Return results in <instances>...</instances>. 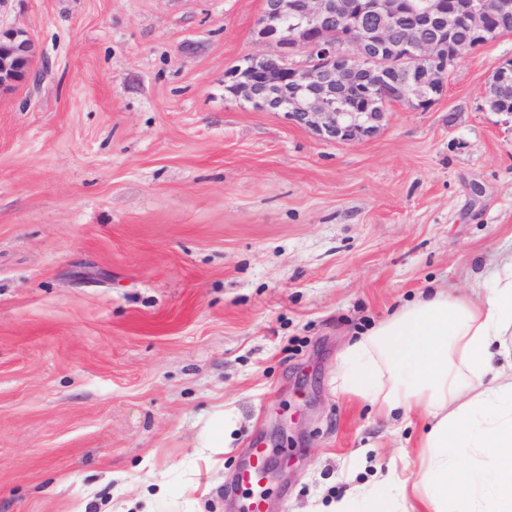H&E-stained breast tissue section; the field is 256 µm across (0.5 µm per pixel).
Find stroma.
I'll return each mask as SVG.
<instances>
[{
  "label": "stroma",
  "mask_w": 512,
  "mask_h": 512,
  "mask_svg": "<svg viewBox=\"0 0 512 512\" xmlns=\"http://www.w3.org/2000/svg\"><path fill=\"white\" fill-rule=\"evenodd\" d=\"M262 0H7L38 84L0 92V512H271L410 474L399 429L339 389L345 345L512 252V115L484 92L512 33L428 109L320 140L224 92Z\"/></svg>",
  "instance_id": "1"
}]
</instances>
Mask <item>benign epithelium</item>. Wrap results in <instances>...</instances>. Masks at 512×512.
<instances>
[{"instance_id": "7a95c632", "label": "benign epithelium", "mask_w": 512, "mask_h": 512, "mask_svg": "<svg viewBox=\"0 0 512 512\" xmlns=\"http://www.w3.org/2000/svg\"><path fill=\"white\" fill-rule=\"evenodd\" d=\"M332 32L347 37L333 40ZM512 33V0H263L257 35L284 52L231 69L224 90L259 112H283L330 143L374 136L389 104L424 109L444 92L449 64ZM301 47L303 62L289 60ZM27 31H0V90L31 75ZM512 96V59L493 71L485 101L494 112Z\"/></svg>"}]
</instances>
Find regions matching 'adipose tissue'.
<instances>
[{
  "label": "adipose tissue",
  "instance_id": "obj_1",
  "mask_svg": "<svg viewBox=\"0 0 512 512\" xmlns=\"http://www.w3.org/2000/svg\"><path fill=\"white\" fill-rule=\"evenodd\" d=\"M491 279L430 289L341 354L343 392L427 423L411 493L372 492L366 512H512V256Z\"/></svg>",
  "mask_w": 512,
  "mask_h": 512
}]
</instances>
